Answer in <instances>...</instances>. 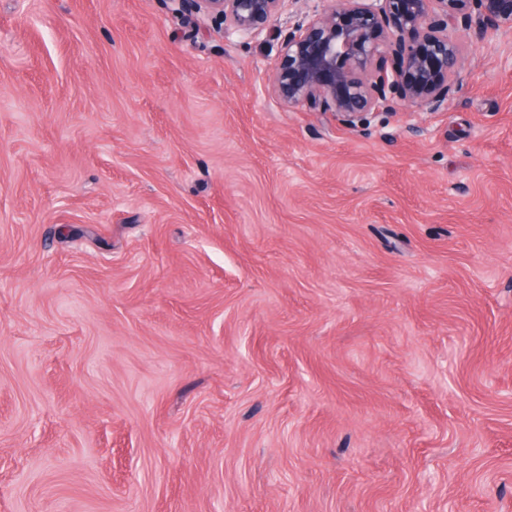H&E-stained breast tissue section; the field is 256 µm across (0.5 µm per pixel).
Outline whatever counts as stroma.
Listing matches in <instances>:
<instances>
[{"mask_svg":"<svg viewBox=\"0 0 512 512\" xmlns=\"http://www.w3.org/2000/svg\"><path fill=\"white\" fill-rule=\"evenodd\" d=\"M357 129L170 0H0V512H512V32Z\"/></svg>","mask_w":512,"mask_h":512,"instance_id":"obj_1","label":"stroma"}]
</instances>
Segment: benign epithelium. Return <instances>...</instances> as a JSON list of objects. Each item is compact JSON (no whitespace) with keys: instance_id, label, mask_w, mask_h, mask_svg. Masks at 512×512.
<instances>
[{"instance_id":"benign-epithelium-1","label":"benign epithelium","mask_w":512,"mask_h":512,"mask_svg":"<svg viewBox=\"0 0 512 512\" xmlns=\"http://www.w3.org/2000/svg\"><path fill=\"white\" fill-rule=\"evenodd\" d=\"M224 24V33L278 41L275 94L290 106L331 112L357 128L400 104L448 103L465 79L473 29L512 31V0H332L288 32L273 27L285 0H171Z\"/></svg>"}]
</instances>
